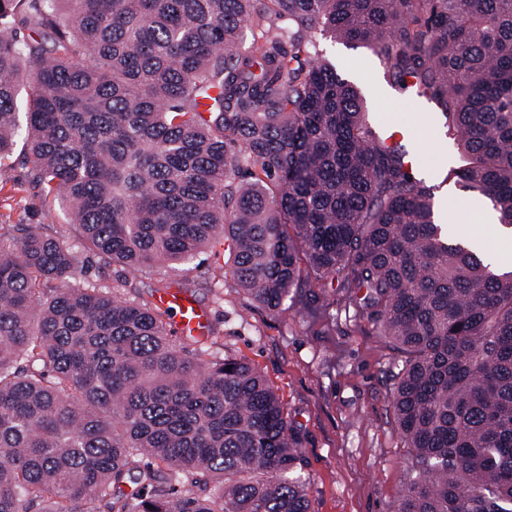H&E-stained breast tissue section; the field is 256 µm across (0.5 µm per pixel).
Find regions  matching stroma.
<instances>
[{
  "mask_svg": "<svg viewBox=\"0 0 512 512\" xmlns=\"http://www.w3.org/2000/svg\"><path fill=\"white\" fill-rule=\"evenodd\" d=\"M321 48L337 74L361 88L378 125L410 124L413 153L428 168L446 164L452 147L428 130L423 113L408 105L393 109L382 97L390 82L375 55L329 40ZM1 224H43L71 247L79 245L64 207L35 186L19 148L0 160ZM231 263L232 251L224 244L204 249L185 270L172 274L164 268L125 273L92 256L81 261L77 277L102 286L121 277L131 294L174 275L212 312L213 351L256 366L279 396L299 439L298 471L310 512H392L411 461L390 403L393 352L332 289L294 293L281 311L272 312L228 276Z\"/></svg>",
  "mask_w": 512,
  "mask_h": 512,
  "instance_id": "stroma-1",
  "label": "stroma"
}]
</instances>
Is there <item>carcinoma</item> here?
Wrapping results in <instances>:
<instances>
[{"label":"carcinoma","mask_w":512,"mask_h":512,"mask_svg":"<svg viewBox=\"0 0 512 512\" xmlns=\"http://www.w3.org/2000/svg\"><path fill=\"white\" fill-rule=\"evenodd\" d=\"M323 36L437 108L445 180L512 228V0H0V159L25 130L35 184L123 270L226 240L272 311L339 289L396 353L393 512H512V267L444 232ZM78 264L42 224L0 233V512H309L264 375L176 345L168 279L129 299Z\"/></svg>","instance_id":"cac0c4a2"}]
</instances>
